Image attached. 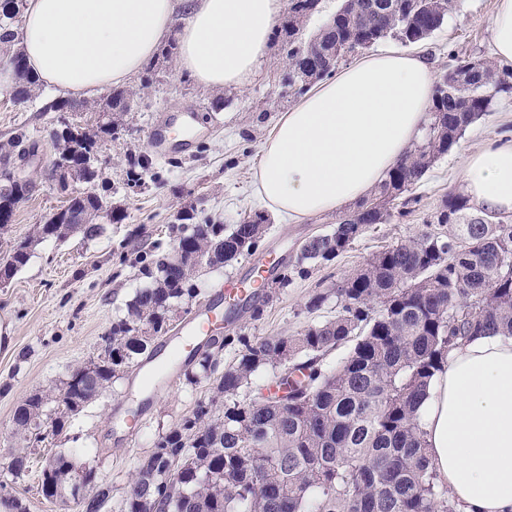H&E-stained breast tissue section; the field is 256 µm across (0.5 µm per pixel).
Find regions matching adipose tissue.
Returning a JSON list of instances; mask_svg holds the SVG:
<instances>
[{"instance_id":"obj_1","label":"adipose tissue","mask_w":512,"mask_h":512,"mask_svg":"<svg viewBox=\"0 0 512 512\" xmlns=\"http://www.w3.org/2000/svg\"><path fill=\"white\" fill-rule=\"evenodd\" d=\"M283 0H26L20 46L40 80L78 97L123 84L176 38L178 69L202 87H244L266 57ZM435 83L418 53L361 57L282 113L260 147L257 196L298 224L352 209L421 135ZM480 213H512V135L462 162ZM416 420L458 512H512V336L449 351Z\"/></svg>"}]
</instances>
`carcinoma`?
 Returning <instances> with one entry per match:
<instances>
[{
  "mask_svg": "<svg viewBox=\"0 0 512 512\" xmlns=\"http://www.w3.org/2000/svg\"><path fill=\"white\" fill-rule=\"evenodd\" d=\"M20 2L4 0L14 14L0 18V43L15 42ZM290 2L284 26L288 87L300 93L315 78L306 70L313 45L340 52L352 43L368 50L388 38L415 44L443 25L451 7V0H343L317 37L298 46L296 36L318 0ZM12 58L21 103L31 98L38 79L21 52ZM509 93L511 70L485 58L477 69L466 58L457 60L434 89L423 142L331 233L304 242L297 273L304 277L310 267L333 261L370 225L406 216L418 203L410 192L433 164L489 111L496 95ZM136 95L112 91V111H127ZM67 128L63 118L52 133L55 155L74 162L83 182L96 183L97 172L86 170L82 158L97 153L101 138L116 135L118 123L106 121L78 139ZM30 188L27 179L0 187V232ZM102 198L94 190L71 197L67 211L85 215V223L71 224L54 213L35 226L33 237L63 240L77 230L97 237L102 227L93 220ZM467 210L462 196L448 195L418 234L376 253L337 287L314 293L306 303L309 313L336 297V315L328 320L289 335L205 339L185 362L184 377L191 385L208 381L210 396L137 461L123 512H457L448 489L437 482L415 410L451 349L480 334L512 336V220L496 214L473 219ZM189 219L177 212L175 220L186 225L171 252L153 260L152 284L112 323V354L94 362L96 384H86L78 366L60 386L37 390L17 406L10 460L15 475L29 469L31 448L45 440L41 425L48 401L61 406L54 418L57 435L64 419L78 413L71 402L96 399L188 313L182 304L197 293L200 268L253 255L263 233L261 222L250 217L228 228ZM29 245H14L0 262V285L27 264ZM144 325L147 335L140 334ZM234 342L241 345L239 358L223 368L224 347ZM347 345L348 355L330 365L328 357ZM266 367L288 378V395H251L252 377ZM79 478L88 483L91 498H75ZM40 490L50 502L74 498L80 512H102L112 498V485L96 469L76 464L64 451L46 462Z\"/></svg>",
  "mask_w": 512,
  "mask_h": 512,
  "instance_id": "obj_1",
  "label": "carcinoma"
}]
</instances>
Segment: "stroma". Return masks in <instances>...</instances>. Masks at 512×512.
<instances>
[{
    "label": "stroma",
    "mask_w": 512,
    "mask_h": 512,
    "mask_svg": "<svg viewBox=\"0 0 512 512\" xmlns=\"http://www.w3.org/2000/svg\"><path fill=\"white\" fill-rule=\"evenodd\" d=\"M495 7L496 0H454L442 27L421 44L436 77L449 71L455 57H490ZM287 50L284 32L275 31L258 74L242 89L201 88L174 61L155 56L156 82L145 89L141 78L131 81L139 97L130 112L119 116L116 137H104L98 144L99 182L107 187L113 207L121 210L122 221L102 214L96 221L104 231L95 238L74 233L64 240L34 241L28 263L0 286V324L8 328L0 338V485L22 498L28 512H79L71 499L51 503L40 492L41 467L59 450L72 453L78 463L95 467L107 478L112 499L104 512H121L137 460L198 402L208 399L206 384H187L179 373L151 402H144L135 386L141 372L131 369L81 412L69 416L61 434L36 448L23 477L13 478L9 472L16 407L30 393L60 384L73 368L105 356L113 321L124 316L127 302L150 283L139 258L170 249L176 213L186 211L196 219L224 225L264 213L253 179L259 149L281 112L298 100L284 81ZM59 95V90L43 86L19 104L12 87L0 89V174L19 173L32 182L7 232L0 235V260L14 243L30 236L34 225L44 223L65 203L52 170L51 132L59 115L50 106ZM186 110L206 122L207 138L191 150L172 151L167 160H154L141 185L129 186L128 156L151 154L150 133L159 117ZM511 132L512 95L496 96L489 112L467 128L456 149L438 159L417 185L420 203L415 212L370 226L329 264L312 269L308 276L293 277L271 298H258L260 316L242 311L225 314V332L250 338L291 334L334 317L335 301L311 314L305 308L309 297L335 287L376 252L415 236L443 199L456 193L462 155L478 151L493 136ZM18 138L36 145L34 160L21 161L11 146ZM336 222L333 215L303 224L271 216L258 250L276 251L285 266H294L302 244L332 230ZM121 252L126 261L118 260ZM250 263V258L242 257L221 267L201 268L195 277L197 295L185 300V308L196 310L215 290L245 277Z\"/></svg>",
    "instance_id": "stroma-1"
}]
</instances>
